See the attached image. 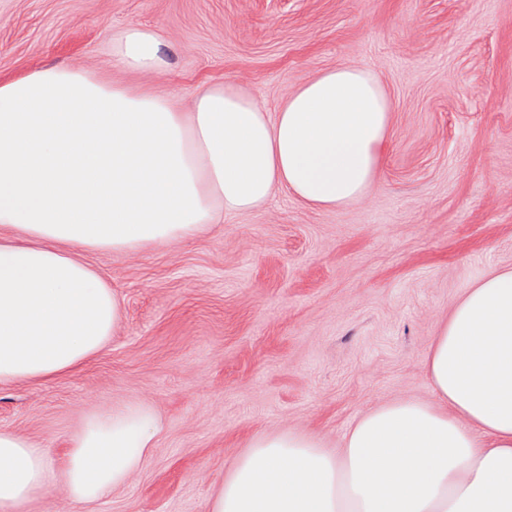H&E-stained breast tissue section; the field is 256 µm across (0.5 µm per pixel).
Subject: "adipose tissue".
Instances as JSON below:
<instances>
[{"mask_svg":"<svg viewBox=\"0 0 512 512\" xmlns=\"http://www.w3.org/2000/svg\"><path fill=\"white\" fill-rule=\"evenodd\" d=\"M156 31L112 40L125 70L165 67ZM391 102L359 67L323 70L267 112L227 81L190 103L67 67L0 81V385L78 371L117 330L121 303L81 258L192 238L274 189L330 211L376 183ZM434 401L363 414L340 447L296 431L254 436L210 512H512V269L469 288L427 363ZM145 402L86 415L61 476L0 430V512H26L53 478L84 512L152 456Z\"/></svg>","mask_w":512,"mask_h":512,"instance_id":"1","label":"adipose tissue"}]
</instances>
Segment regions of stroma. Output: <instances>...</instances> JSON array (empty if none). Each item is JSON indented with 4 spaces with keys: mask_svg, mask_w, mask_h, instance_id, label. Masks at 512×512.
Masks as SVG:
<instances>
[{
    "mask_svg": "<svg viewBox=\"0 0 512 512\" xmlns=\"http://www.w3.org/2000/svg\"><path fill=\"white\" fill-rule=\"evenodd\" d=\"M161 35L159 74L112 38ZM374 72L392 102L377 182L336 211L275 191L195 238L85 259L123 316L79 371L0 386V429L65 464L82 417L150 403L145 467L95 512H207L255 435L340 446L396 399L432 400L431 345L454 306L512 268V0H0V80L51 66L189 100L234 81L268 111L320 71Z\"/></svg>",
    "mask_w": 512,
    "mask_h": 512,
    "instance_id": "35a3bbf8",
    "label": "stroma"
}]
</instances>
